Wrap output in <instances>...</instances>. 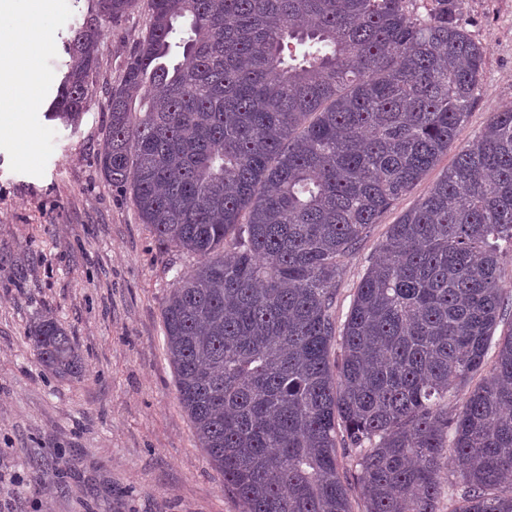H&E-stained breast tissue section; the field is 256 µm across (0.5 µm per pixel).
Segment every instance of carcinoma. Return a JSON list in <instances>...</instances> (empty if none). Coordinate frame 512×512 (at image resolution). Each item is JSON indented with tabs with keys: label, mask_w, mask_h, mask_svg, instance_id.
<instances>
[{
	"label": "carcinoma",
	"mask_w": 512,
	"mask_h": 512,
	"mask_svg": "<svg viewBox=\"0 0 512 512\" xmlns=\"http://www.w3.org/2000/svg\"><path fill=\"white\" fill-rule=\"evenodd\" d=\"M436 2L148 0L110 93L103 172L162 248L202 258L162 308L166 351L242 512H354L340 436L365 512H440L450 458L454 512H512V330L495 337L512 104L389 225L336 322L341 258L457 143L480 83L484 50ZM92 3L52 102L66 122L136 0ZM27 340L50 373L81 372L54 320Z\"/></svg>",
	"instance_id": "carcinoma-1"
}]
</instances>
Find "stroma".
Instances as JSON below:
<instances>
[{"instance_id":"35a3bbf8","label":"stroma","mask_w":512,"mask_h":512,"mask_svg":"<svg viewBox=\"0 0 512 512\" xmlns=\"http://www.w3.org/2000/svg\"><path fill=\"white\" fill-rule=\"evenodd\" d=\"M58 20L40 30L34 131L0 133V512H241L200 448L177 399L162 308L178 269L194 255L159 246L99 155L109 136V93L150 23L137 0L101 36L87 112L72 125L48 118L71 30L91 0H54ZM456 17L485 52L467 124L480 133L512 104V0H455ZM454 154L372 225L342 261L336 320L378 256L387 229L424 197ZM51 318L82 362L60 377L26 336Z\"/></svg>"}]
</instances>
